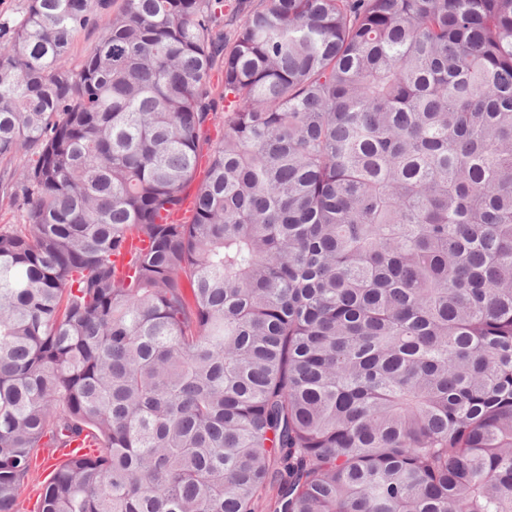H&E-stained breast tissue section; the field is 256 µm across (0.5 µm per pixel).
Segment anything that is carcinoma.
Masks as SVG:
<instances>
[{
  "instance_id": "cac0c4a2",
  "label": "carcinoma",
  "mask_w": 512,
  "mask_h": 512,
  "mask_svg": "<svg viewBox=\"0 0 512 512\" xmlns=\"http://www.w3.org/2000/svg\"><path fill=\"white\" fill-rule=\"evenodd\" d=\"M224 9L0 22V512H512V0ZM96 32L92 30L81 31L74 39L68 59L70 68L77 69L84 61L88 50L94 45Z\"/></svg>"
}]
</instances>
